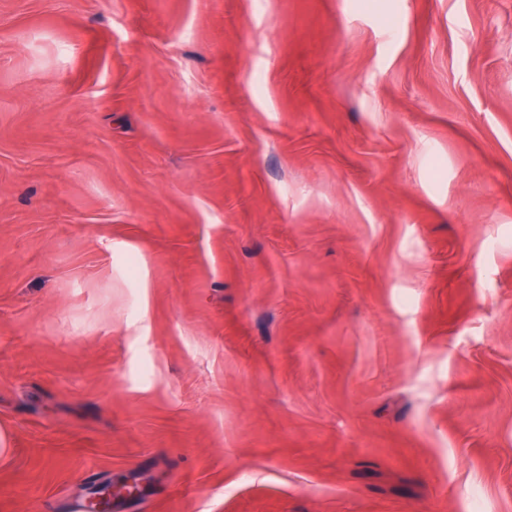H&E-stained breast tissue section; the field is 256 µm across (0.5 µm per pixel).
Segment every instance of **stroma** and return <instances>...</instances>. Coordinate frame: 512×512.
<instances>
[{
  "instance_id": "1",
  "label": "stroma",
  "mask_w": 512,
  "mask_h": 512,
  "mask_svg": "<svg viewBox=\"0 0 512 512\" xmlns=\"http://www.w3.org/2000/svg\"><path fill=\"white\" fill-rule=\"evenodd\" d=\"M0 512H512V0H0ZM137 487L126 481H111L96 489L88 497L87 512H111L112 500L115 498H134Z\"/></svg>"
}]
</instances>
